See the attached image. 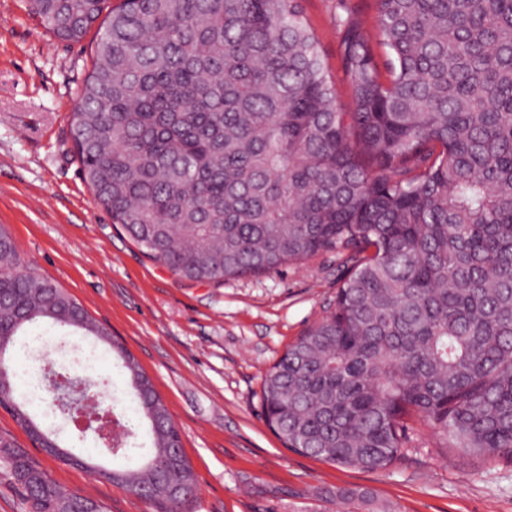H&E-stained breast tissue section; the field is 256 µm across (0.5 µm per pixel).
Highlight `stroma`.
Listing matches in <instances>:
<instances>
[{"mask_svg":"<svg viewBox=\"0 0 512 512\" xmlns=\"http://www.w3.org/2000/svg\"><path fill=\"white\" fill-rule=\"evenodd\" d=\"M342 106L351 90L342 68V23L375 33V0H302ZM91 68V41L53 37L26 0H0V225L21 256L65 288L108 328L150 376L180 431L197 496L191 512H343L339 488L374 494L363 512H512V461L460 451L441 455L438 438L416 423L409 451L385 470L363 471L284 447L261 411L262 381L298 337L333 308L347 273L333 252L281 270L199 283L147 257L93 199L71 134V114ZM96 377L150 450L116 356L99 355ZM36 458L64 491L108 512H154L124 488L47 455L11 412L0 434Z\"/></svg>","mask_w":512,"mask_h":512,"instance_id":"obj_1","label":"stroma"}]
</instances>
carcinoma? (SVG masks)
I'll list each match as a JSON object with an SVG mask.
<instances>
[{"label":"carcinoma","instance_id":"1","mask_svg":"<svg viewBox=\"0 0 512 512\" xmlns=\"http://www.w3.org/2000/svg\"><path fill=\"white\" fill-rule=\"evenodd\" d=\"M55 37L92 28L94 63L71 129L94 200L149 257L219 282L352 249L332 311L267 374L262 409L289 450L366 471L406 455L418 419L443 447L512 461V0H376L379 72L344 21L352 108L341 111L301 0H27ZM0 407L43 451L95 468L158 512L196 484L181 434L109 331L18 254L0 226ZM83 330L130 375L151 454L132 426L72 453L20 390L32 325ZM102 455L123 459L109 468ZM26 512H107L0 446ZM364 507V488L336 490Z\"/></svg>","mask_w":512,"mask_h":512}]
</instances>
